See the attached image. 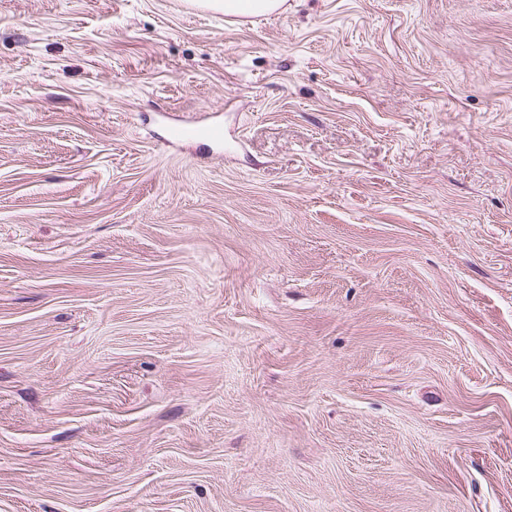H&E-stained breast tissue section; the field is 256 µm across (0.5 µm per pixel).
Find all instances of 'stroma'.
<instances>
[{
  "label": "stroma",
  "mask_w": 512,
  "mask_h": 512,
  "mask_svg": "<svg viewBox=\"0 0 512 512\" xmlns=\"http://www.w3.org/2000/svg\"><path fill=\"white\" fill-rule=\"evenodd\" d=\"M287 4L0 0V512H512V0ZM197 5L224 12L226 16L267 15L282 8L286 0H201ZM199 137H204L213 143L224 142V126L212 124L201 129L188 123L177 124L170 130L169 142L172 144H182Z\"/></svg>",
  "instance_id": "obj_1"
}]
</instances>
